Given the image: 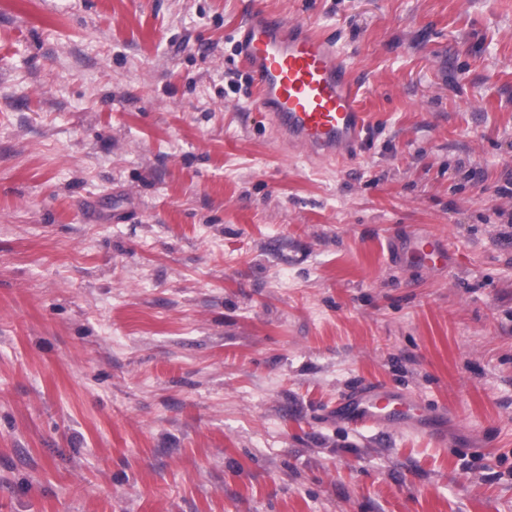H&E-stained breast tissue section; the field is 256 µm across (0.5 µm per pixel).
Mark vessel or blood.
Here are the masks:
<instances>
[{
	"mask_svg": "<svg viewBox=\"0 0 512 512\" xmlns=\"http://www.w3.org/2000/svg\"><path fill=\"white\" fill-rule=\"evenodd\" d=\"M239 51L260 104L277 136L323 162L343 164L360 149L365 114L356 103L351 72L334 44L301 22L257 9L239 30ZM412 263L436 267L448 251L436 239L420 237L408 252ZM336 417L358 427H410L425 422L418 401L378 383L343 397Z\"/></svg>",
	"mask_w": 512,
	"mask_h": 512,
	"instance_id": "1",
	"label": "vessel or blood"
}]
</instances>
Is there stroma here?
<instances>
[{
    "instance_id": "1",
    "label": "stroma",
    "mask_w": 512,
    "mask_h": 512,
    "mask_svg": "<svg viewBox=\"0 0 512 512\" xmlns=\"http://www.w3.org/2000/svg\"><path fill=\"white\" fill-rule=\"evenodd\" d=\"M257 8L349 63L346 164ZM368 382L432 428L338 421ZM0 512H512V0H0ZM239 35L240 55L276 135L324 163L354 157L367 133L365 114L334 44L303 22L263 9L252 12ZM408 259L424 267L441 266L448 261V250L436 239L420 237L412 242Z\"/></svg>"
}]
</instances>
